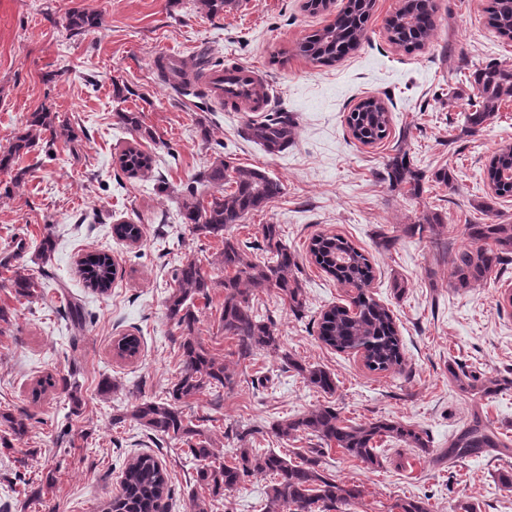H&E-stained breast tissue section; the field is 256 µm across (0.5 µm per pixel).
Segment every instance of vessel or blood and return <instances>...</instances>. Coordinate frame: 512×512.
I'll use <instances>...</instances> for the list:
<instances>
[{
	"label": "vessel or blood",
	"mask_w": 512,
	"mask_h": 512,
	"mask_svg": "<svg viewBox=\"0 0 512 512\" xmlns=\"http://www.w3.org/2000/svg\"><path fill=\"white\" fill-rule=\"evenodd\" d=\"M179 59L177 54L167 53L158 57L154 63L160 76L174 87H182L184 81L177 72ZM261 73L253 66L237 64L209 72L205 78L209 95L215 106H249L252 111H266L268 99L260 95Z\"/></svg>",
	"instance_id": "vessel-or-blood-1"
}]
</instances>
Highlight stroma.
<instances>
[{
  "mask_svg": "<svg viewBox=\"0 0 512 512\" xmlns=\"http://www.w3.org/2000/svg\"><path fill=\"white\" fill-rule=\"evenodd\" d=\"M306 0H232L223 13L208 15L199 0H0V148L8 146L34 112H49L67 125L74 140L58 137L55 158L43 146L19 163V187L0 172V252L11 238L38 242L52 235L48 261L26 253L18 264L38 278L42 294L15 299L9 272L0 268V306L13 313L0 336V411H28V434L0 451V503L8 512H101L119 490L127 462L137 454L156 455L166 466L173 490L166 512H188L194 488L191 469L182 467L176 444L156 447L128 414L133 404L163 397L180 372V332L167 314L174 274L186 260H201L216 286L209 299H196L198 338L233 372L235 385L221 401L202 394L184 406L218 452L238 447L236 431L273 423L322 406L342 418L401 421L425 431L429 453L403 443L380 442V463L369 466L325 451L323 465L337 481L357 485L364 495L352 512H389L400 499L425 501L430 512H458L461 503L476 512H512V491L501 477L512 475V264L487 282L454 288L450 256L429 238L412 237L405 225L426 213L442 217V239L451 249L468 245L466 224H512V197L491 199L479 173L501 146L512 144V102L483 128L461 136V113L476 98L471 82L453 67L466 58L471 67L490 58L512 68V42L488 24L491 0H435L431 41L411 53L388 40L386 23L402 0H375L360 47L330 66L310 62L299 50L308 35L333 22L348 0H331L313 13ZM100 14V28L71 35L73 10ZM163 51L182 60L236 62L257 67L266 79L271 111L294 118L288 150L266 152L247 126L251 112L214 108L205 89L166 87L153 68ZM381 99L392 132L409 129L405 149L422 174L412 195L384 178L392 140L364 145L354 139L346 118L363 98ZM142 113L152 138L124 127L119 115ZM139 144L153 158L144 180L126 178L116 158L127 144ZM224 158L278 180L280 197L249 215L234 233L260 241L265 224H278L294 253L305 310L296 313L277 290L259 296L258 307L274 322L281 354L259 351L247 361L233 356L234 344L219 330L216 304L224 300L216 261L219 241L193 235L180 218L188 185L202 197L213 186L198 177ZM452 173L453 183L436 182L435 172ZM493 201L492 212L482 210ZM141 225L131 244L112 234L113 225ZM348 239L371 261L370 291L393 314L403 345L401 368L368 369L359 353L336 352L317 336V321L334 305L348 304L350 288L332 280L311 259L308 244L318 234ZM395 237L391 249L382 237ZM88 251L112 256L117 266L111 291L86 288L76 262ZM89 317L84 330L67 322L69 300ZM138 336L139 354L119 358V338ZM336 377L334 394L307 384L288 368L283 355ZM496 377L498 394L478 398L461 391L459 374ZM43 375L75 377L81 406L51 389L31 402L34 381ZM113 391L102 393V380ZM506 443L463 459L437 462L473 414ZM68 427L70 440L58 443ZM39 475H52L40 503L14 489L16 459ZM268 475L246 478L219 500L218 512H264Z\"/></svg>",
  "mask_w": 512,
  "mask_h": 512,
  "instance_id": "1",
  "label": "stroma"
}]
</instances>
